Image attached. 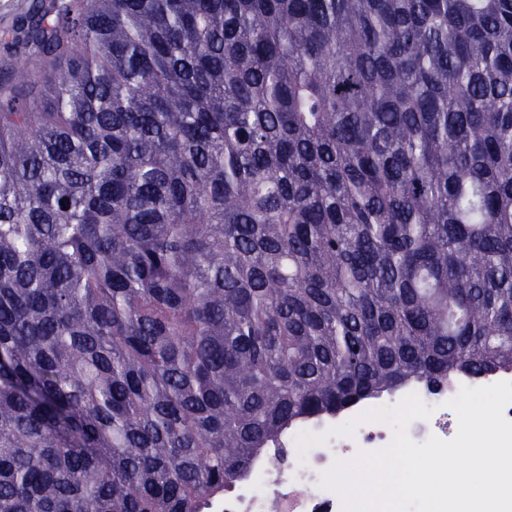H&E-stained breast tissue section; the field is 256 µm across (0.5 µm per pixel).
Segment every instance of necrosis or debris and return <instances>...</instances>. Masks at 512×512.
I'll return each instance as SVG.
<instances>
[{"label": "necrosis or debris", "mask_w": 512, "mask_h": 512, "mask_svg": "<svg viewBox=\"0 0 512 512\" xmlns=\"http://www.w3.org/2000/svg\"><path fill=\"white\" fill-rule=\"evenodd\" d=\"M464 378L433 387L413 383L394 393L365 400L332 419L310 423V431L329 429L353 423L349 435L330 436L328 441L312 448L306 461H299L295 445L296 430H289L277 445L258 454L244 479L224 493L212 512H342L340 498L320 485L322 473L334 460L385 448L393 438L392 429L384 424L360 421L364 411L401 402L406 395L417 394L433 412L429 418L410 423L408 434L417 443L429 437L449 440L458 430V418L448 405L460 389L467 386Z\"/></svg>", "instance_id": "4bbe7bcc"}]
</instances>
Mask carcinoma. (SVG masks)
Segmentation results:
<instances>
[{"label":"carcinoma","mask_w":512,"mask_h":512,"mask_svg":"<svg viewBox=\"0 0 512 512\" xmlns=\"http://www.w3.org/2000/svg\"><path fill=\"white\" fill-rule=\"evenodd\" d=\"M0 80V512H205L293 425L512 369V0H51Z\"/></svg>","instance_id":"cac0c4a2"}]
</instances>
